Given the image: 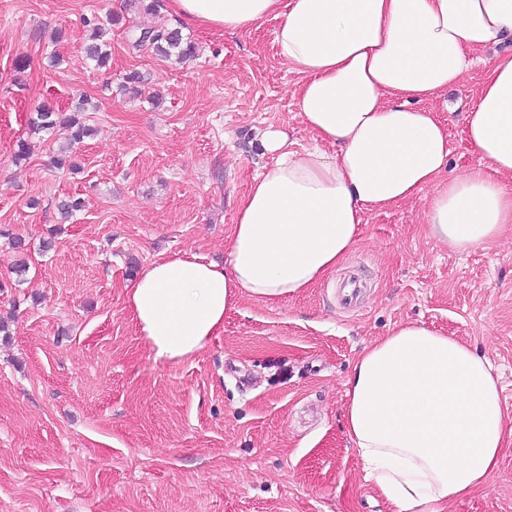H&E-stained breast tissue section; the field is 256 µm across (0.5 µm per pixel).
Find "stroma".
<instances>
[{"instance_id": "stroma-1", "label": "stroma", "mask_w": 512, "mask_h": 512, "mask_svg": "<svg viewBox=\"0 0 512 512\" xmlns=\"http://www.w3.org/2000/svg\"><path fill=\"white\" fill-rule=\"evenodd\" d=\"M93 17L111 44L100 69L84 58ZM160 25L180 28L195 57L131 48L129 30ZM277 25L231 35L124 0H0V512H394L343 413L362 349L404 322L490 361L512 431V234L451 250L429 235L422 197L366 213L341 266L305 293L244 298L204 349L153 360L126 308L139 268L223 262L237 203L271 162L262 131L313 144ZM497 55L479 52L426 103L448 125L451 171L479 162L463 114ZM133 71L138 95L121 89ZM83 94L95 133L72 157L78 172L56 169L65 130L31 120ZM21 141L31 155L18 165ZM72 196L86 206L61 223L56 205ZM352 274L366 283L355 312L336 300ZM436 509L512 512V434L484 486Z\"/></svg>"}]
</instances>
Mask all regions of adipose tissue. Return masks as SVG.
Here are the masks:
<instances>
[{
  "mask_svg": "<svg viewBox=\"0 0 512 512\" xmlns=\"http://www.w3.org/2000/svg\"><path fill=\"white\" fill-rule=\"evenodd\" d=\"M185 24L247 30L278 19L274 43L302 77L297 107L316 144L263 133L274 162L240 199L224 263L144 266L127 306L154 360L181 362L224 328L242 296L304 292L345 259L367 212L428 193V229L467 251L512 230V54L499 56L463 114L477 166L447 174L448 128L425 100L472 53L512 42V0H170ZM345 431L398 512L487 483L505 419L489 361L454 337L405 324L366 347L347 382Z\"/></svg>",
  "mask_w": 512,
  "mask_h": 512,
  "instance_id": "adipose-tissue-1",
  "label": "adipose tissue"
}]
</instances>
